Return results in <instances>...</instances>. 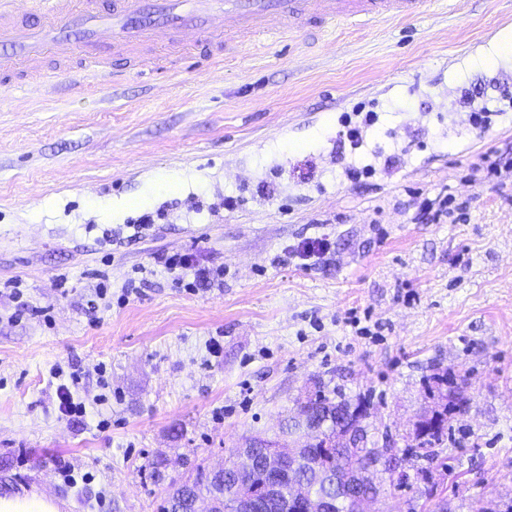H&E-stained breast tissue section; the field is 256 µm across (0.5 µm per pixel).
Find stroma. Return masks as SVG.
<instances>
[{
	"mask_svg": "<svg viewBox=\"0 0 512 512\" xmlns=\"http://www.w3.org/2000/svg\"><path fill=\"white\" fill-rule=\"evenodd\" d=\"M511 10L428 0L411 21L263 36L160 74L116 60L88 90L0 86V497L159 512L195 464L278 437L315 391L367 402L368 447L398 456L445 372L470 408L432 494L404 463L413 481L380 512L512 501V205L474 171L512 154V101L480 63ZM445 87L498 113L479 144L444 136ZM358 125L365 146L318 167ZM443 197L462 220H415ZM314 236L322 259L278 263ZM174 253L223 283L175 285L155 262ZM57 369L83 416L61 414Z\"/></svg>",
	"mask_w": 512,
	"mask_h": 512,
	"instance_id": "obj_1",
	"label": "stroma"
}]
</instances>
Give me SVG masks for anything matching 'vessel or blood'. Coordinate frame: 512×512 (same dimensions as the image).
I'll list each match as a JSON object with an SVG mask.
<instances>
[{
  "instance_id": "vessel-or-blood-1",
  "label": "vessel or blood",
  "mask_w": 512,
  "mask_h": 512,
  "mask_svg": "<svg viewBox=\"0 0 512 512\" xmlns=\"http://www.w3.org/2000/svg\"><path fill=\"white\" fill-rule=\"evenodd\" d=\"M427 0H33L26 20L0 0V74L41 76L45 62L65 74L94 79L113 58L132 69H151L149 50L200 51L209 56L229 41L262 34H293L311 23L407 20L423 14Z\"/></svg>"
}]
</instances>
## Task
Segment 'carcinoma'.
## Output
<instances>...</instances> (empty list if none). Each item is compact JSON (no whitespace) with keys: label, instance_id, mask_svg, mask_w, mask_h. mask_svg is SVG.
I'll return each mask as SVG.
<instances>
[{"label":"carcinoma","instance_id":"carcinoma-1","mask_svg":"<svg viewBox=\"0 0 512 512\" xmlns=\"http://www.w3.org/2000/svg\"><path fill=\"white\" fill-rule=\"evenodd\" d=\"M303 412L321 427L319 441L303 450L298 457H287L277 461L279 480L277 489L267 491L263 471L256 469L241 473L229 481L224 474L198 464L194 474L185 483L172 488L161 506L160 512H195L194 504L208 499L214 508L233 512L231 502L243 498H270L273 507L267 512H305L294 497L295 481L304 470L316 469L335 478L340 484L360 480L364 465L376 459L377 449L366 446L361 422L367 414V406L356 405L346 400L335 401L317 391L301 402ZM468 399L455 389H448L445 403L433 410V414L416 423L409 436L410 444L405 457L423 459L433 463L437 458L436 447L440 446L454 415L466 411Z\"/></svg>","mask_w":512,"mask_h":512}]
</instances>
